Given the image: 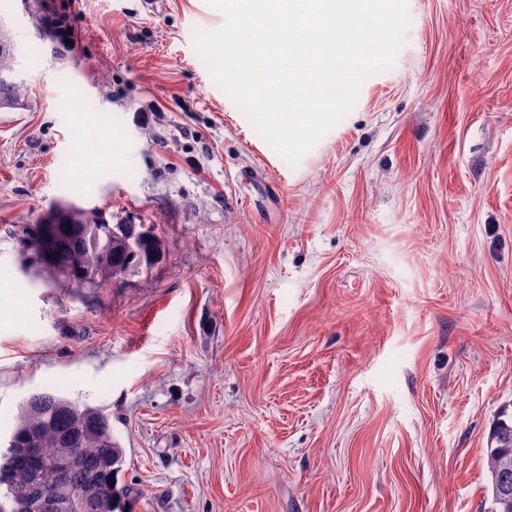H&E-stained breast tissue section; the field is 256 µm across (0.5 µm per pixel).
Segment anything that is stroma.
<instances>
[{
	"label": "stroma",
	"mask_w": 512,
	"mask_h": 512,
	"mask_svg": "<svg viewBox=\"0 0 512 512\" xmlns=\"http://www.w3.org/2000/svg\"><path fill=\"white\" fill-rule=\"evenodd\" d=\"M0 0V441L47 383L112 416L128 512H491L512 406V0H407L391 70L298 164L193 44L206 0ZM152 224L81 291L31 246L55 204ZM2 35V34H1ZM15 63V44L9 36H0V106L12 108L25 95L22 82L16 83L2 74ZM486 466L491 485L486 488L491 493L494 503L497 505L496 512L503 510L494 496L492 478L494 475H501L510 483L501 481L498 487V499L508 501L512 496V415L501 414L495 420L491 429L489 445L486 450ZM508 466L505 467L504 463ZM511 485V486H510Z\"/></svg>",
	"instance_id": "1"
}]
</instances>
